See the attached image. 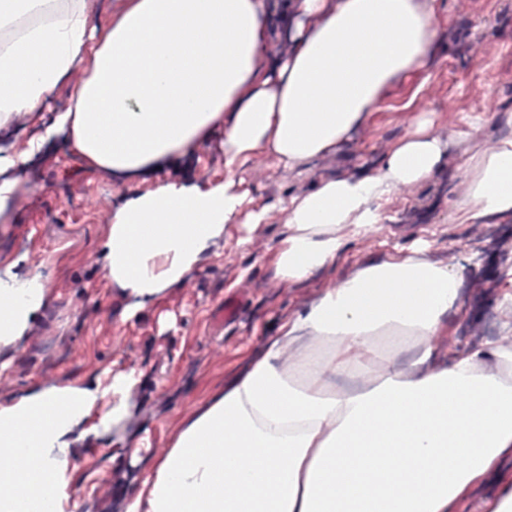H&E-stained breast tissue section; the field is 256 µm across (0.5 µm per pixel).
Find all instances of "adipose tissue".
Listing matches in <instances>:
<instances>
[{
    "label": "adipose tissue",
    "instance_id": "1",
    "mask_svg": "<svg viewBox=\"0 0 512 512\" xmlns=\"http://www.w3.org/2000/svg\"><path fill=\"white\" fill-rule=\"evenodd\" d=\"M292 48L276 76L268 0H121L96 20L88 0H0V130L68 103L22 148L0 150V222L23 186L11 176L63 143L91 172L126 181L224 135V177L165 179L127 196L101 244L129 313L197 271L251 208L238 173L264 153L293 170L338 153L437 42L441 0H289ZM82 69L83 79L70 75ZM447 141L420 118L380 165L327 176L288 203L271 264L295 284L375 228L379 204L439 174ZM456 219L512 214V135L470 154ZM26 255L0 265V350L42 313L48 282ZM460 267L421 244L362 263L269 336L259 357L183 422L126 512H459L512 457V293L503 335L439 359L461 312ZM126 375L51 385L0 405V512H67L72 447L128 414Z\"/></svg>",
    "mask_w": 512,
    "mask_h": 512
}]
</instances>
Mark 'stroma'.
I'll list each match as a JSON object with an SVG mask.
<instances>
[{"label": "stroma", "instance_id": "stroma-1", "mask_svg": "<svg viewBox=\"0 0 512 512\" xmlns=\"http://www.w3.org/2000/svg\"><path fill=\"white\" fill-rule=\"evenodd\" d=\"M442 7L439 41L426 70L391 92L342 151L308 171H288L264 155L248 160L241 188L256 206H272L268 224L247 242L240 225H227L203 266L143 313L125 314V299L106 275L100 244L112 210L125 195L145 192L163 178H223V135L197 155L128 184L87 172L60 143L22 171L27 192L11 222L0 223V261L25 253L29 267L47 278L49 293L42 315L8 365L0 366V404L43 386L137 376L124 425L76 449L68 512H126L149 461L168 449L184 418L242 373L282 320L366 261L418 241L441 262L450 252H471L464 311L437 347L444 352L499 337L497 306L512 287V256L505 253L512 215L460 224L455 206L468 178L464 156L492 149L498 135L512 132L501 122L512 110V0H442ZM423 115L432 117L436 135L454 138L447 172L381 203L386 220L375 227L378 243L355 237L308 280L289 285L276 279L270 257L286 230L289 197L327 175L374 169ZM229 294L239 299L238 313L214 325ZM148 439L152 447L132 458V442Z\"/></svg>", "mask_w": 512, "mask_h": 512}]
</instances>
